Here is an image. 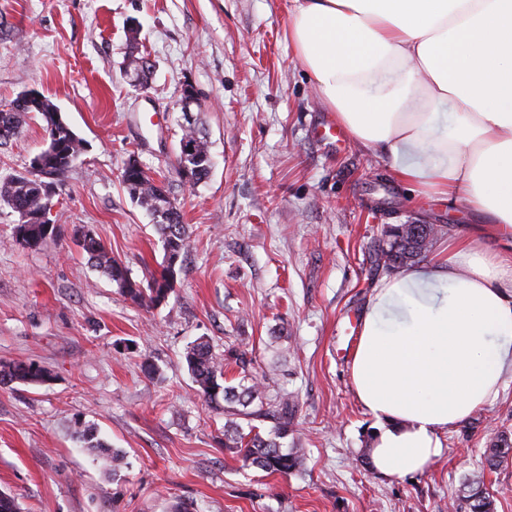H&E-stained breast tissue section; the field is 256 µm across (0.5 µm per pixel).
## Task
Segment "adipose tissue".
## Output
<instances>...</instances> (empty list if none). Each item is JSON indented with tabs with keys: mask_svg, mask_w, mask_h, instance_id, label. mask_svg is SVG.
I'll return each instance as SVG.
<instances>
[{
	"mask_svg": "<svg viewBox=\"0 0 512 512\" xmlns=\"http://www.w3.org/2000/svg\"><path fill=\"white\" fill-rule=\"evenodd\" d=\"M288 39L337 123L413 197L487 219L385 276L362 312L349 374L377 423L373 470L418 474L512 379V0H290Z\"/></svg>",
	"mask_w": 512,
	"mask_h": 512,
	"instance_id": "adipose-tissue-1",
	"label": "adipose tissue"
}]
</instances>
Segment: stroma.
Segmentation results:
<instances>
[{"label": "stroma", "mask_w": 512, "mask_h": 512, "mask_svg": "<svg viewBox=\"0 0 512 512\" xmlns=\"http://www.w3.org/2000/svg\"><path fill=\"white\" fill-rule=\"evenodd\" d=\"M153 65L125 73L131 41ZM212 167L195 186L176 173L185 85ZM35 90L84 140L52 178L56 234L31 250L0 206V362H34L52 378L0 385V490L20 512H448L480 476L495 512H512V459L490 469L491 433L512 435V380L445 435L415 477L358 462L376 421L349 375L364 304L385 276L374 243L387 224L481 220L434 198L415 200L371 149L316 138L334 124L288 40V0H0V104ZM46 146L40 120L0 147V179ZM169 189L192 232L166 303L122 296L91 267L76 229L100 239L135 280L164 260L155 218L121 180L129 158ZM208 340L246 350L266 403L296 400L285 446L302 472L244 466L224 445V401L205 403L183 362ZM155 367L145 374L144 363ZM125 455L102 470L78 433Z\"/></svg>", "instance_id": "stroma-1"}]
</instances>
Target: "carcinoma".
<instances>
[{
  "instance_id": "1",
  "label": "carcinoma",
  "mask_w": 512,
  "mask_h": 512,
  "mask_svg": "<svg viewBox=\"0 0 512 512\" xmlns=\"http://www.w3.org/2000/svg\"><path fill=\"white\" fill-rule=\"evenodd\" d=\"M127 67L133 77L147 81L152 64L144 56L133 53L128 56ZM10 109L0 108V146L18 136L27 119L31 116L42 122V128L51 139V147L41 153L40 165L31 167L23 174L9 176L0 181V205L10 208L15 216L14 237L16 243L27 248H39L54 232H48L45 225L20 221L25 214L34 217L40 211L46 186L45 177L66 172L85 149L83 139L78 137L65 121L61 112L47 98L35 108L16 98L9 103ZM181 139L195 144V156L186 160L177 159V171L190 184L196 185L209 174L211 157L207 140L192 123L182 126ZM130 196L158 218L157 229L163 243L165 265L158 276L147 283L133 279L123 262L112 256V251L90 233L76 231L79 244L88 255L92 267L116 285L118 290L132 302L145 306H158L166 301L172 292L176 279L171 257H180L188 249L191 231L182 223V217L171 201L166 189L151 183V178L139 162L131 158L121 174ZM441 232L437 224H388L383 230L386 244L374 251V263L384 269H392L414 263L431 251L433 242ZM228 355L241 369L238 385H225L224 359L213 352L210 343L198 339L187 346L183 359L192 378L195 392L206 403L217 396L224 399V411L244 417H264L274 420L267 435L254 430L245 433L233 422L224 426V447L234 448L245 465L260 469L268 474L288 475L300 471L304 466V449H286L283 440L288 438L291 426L294 397L281 398L275 409L250 411L253 403H263L264 392L260 382L248 373L251 360L247 352L228 349ZM51 379V373L36 363L0 364V384L21 382L38 385ZM87 448L106 470L117 473L123 456L120 451L100 442L93 431L82 434ZM512 457V439L498 432L490 438L485 461L493 467ZM467 512H494V502L483 488L479 479H467L464 484Z\"/></svg>"
}]
</instances>
